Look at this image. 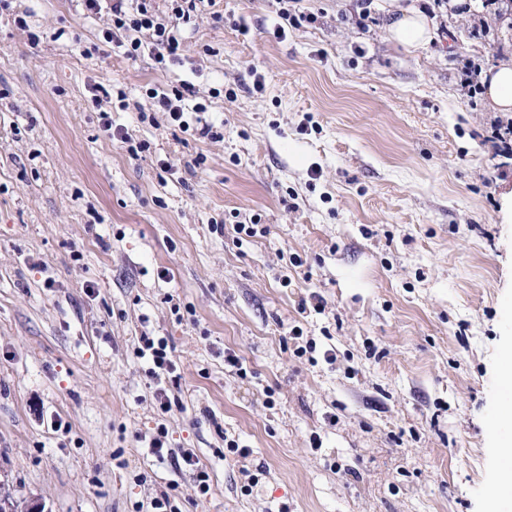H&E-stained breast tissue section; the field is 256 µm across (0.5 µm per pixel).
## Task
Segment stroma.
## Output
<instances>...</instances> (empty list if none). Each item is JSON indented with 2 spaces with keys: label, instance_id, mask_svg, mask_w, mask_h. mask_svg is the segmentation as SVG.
Segmentation results:
<instances>
[{
  "label": "stroma",
  "instance_id": "1",
  "mask_svg": "<svg viewBox=\"0 0 512 512\" xmlns=\"http://www.w3.org/2000/svg\"><path fill=\"white\" fill-rule=\"evenodd\" d=\"M398 5L426 17L427 47L389 39ZM470 5L298 0L314 19L294 27L277 0H217L165 74L104 45L106 16L80 0L0 12L16 512H152L173 482L179 512H512L492 505L512 441V165L497 112L460 83L512 58V25ZM183 80L220 139L140 121L146 88ZM103 112L147 150L103 138ZM315 294L323 311H300ZM145 334L167 338L178 379L150 377ZM159 387L178 402L163 417ZM161 425L206 466V498L152 454ZM492 128V138L500 142L494 141L496 155L512 160V120L507 123L496 121Z\"/></svg>",
  "mask_w": 512,
  "mask_h": 512
}]
</instances>
